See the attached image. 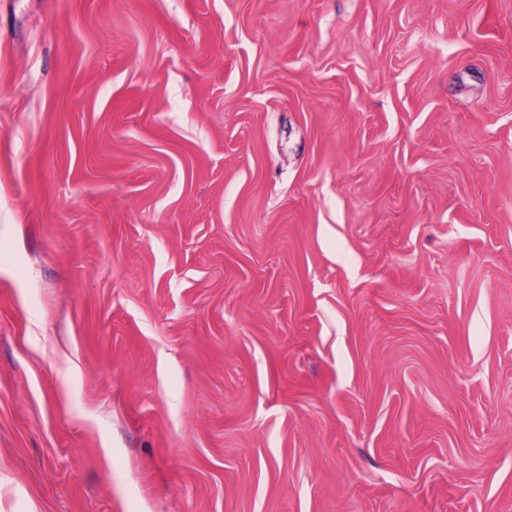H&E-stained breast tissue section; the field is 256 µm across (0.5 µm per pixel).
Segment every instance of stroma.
I'll return each instance as SVG.
<instances>
[{
    "label": "stroma",
    "instance_id": "stroma-1",
    "mask_svg": "<svg viewBox=\"0 0 512 512\" xmlns=\"http://www.w3.org/2000/svg\"><path fill=\"white\" fill-rule=\"evenodd\" d=\"M0 512H512V0H0Z\"/></svg>",
    "mask_w": 512,
    "mask_h": 512
}]
</instances>
